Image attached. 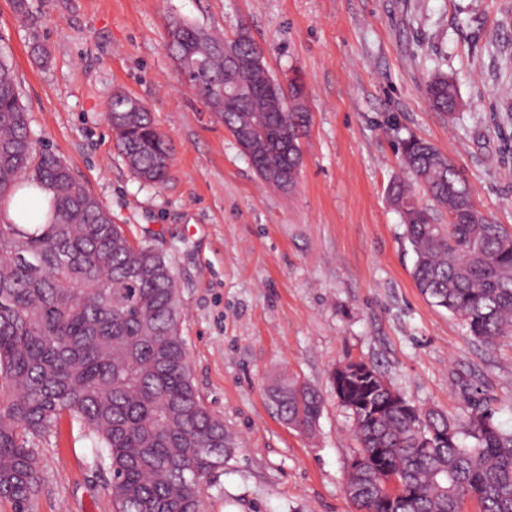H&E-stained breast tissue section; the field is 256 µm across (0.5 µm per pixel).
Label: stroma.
Here are the masks:
<instances>
[{
	"label": "stroma",
	"instance_id": "35a3bbf8",
	"mask_svg": "<svg viewBox=\"0 0 512 512\" xmlns=\"http://www.w3.org/2000/svg\"><path fill=\"white\" fill-rule=\"evenodd\" d=\"M0 0L37 149L63 158L124 226L167 253L194 384L231 454L205 512H355L354 424L329 375L378 368L413 404L456 414L476 400L512 429V340L488 347L415 285L416 256L388 195L400 144L447 153L476 205L512 230V0ZM177 21L246 34L272 78L301 77L310 124L295 185L264 182L166 49ZM42 44L46 59L31 53ZM461 105L434 111L430 73ZM139 98L172 147L167 180L141 183L107 121L115 90ZM295 377L322 398L311 433L269 390ZM99 444L62 421L43 446L37 512H114Z\"/></svg>",
	"mask_w": 512,
	"mask_h": 512
}]
</instances>
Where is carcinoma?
Masks as SVG:
<instances>
[{
    "instance_id": "cac0c4a2",
    "label": "carcinoma",
    "mask_w": 512,
    "mask_h": 512,
    "mask_svg": "<svg viewBox=\"0 0 512 512\" xmlns=\"http://www.w3.org/2000/svg\"><path fill=\"white\" fill-rule=\"evenodd\" d=\"M167 48L200 100L235 133L248 115L262 124L251 165L267 181L293 163L287 152L307 126L294 80L283 111L268 72L244 69L233 108L217 89L228 80L224 39L185 22L170 26ZM438 112L459 108L455 84L429 77ZM116 147L145 184L168 175L171 148L144 104L116 90L108 103ZM407 178L389 185L416 255L422 295L461 316L488 347L512 339V231L471 220L469 184L445 153L424 140L402 142ZM50 196L45 222L31 230L0 224V503L35 512L40 450L64 417L101 445L116 512H203V490L230 452L224 421L201 399L180 333L179 292L164 252L131 241L105 205L55 154L36 151L9 61L0 57V199L19 188ZM419 187L432 203L414 200ZM448 213V223L435 213ZM278 414L304 432L321 412L316 390L293 379L271 389ZM405 401L368 367L345 406L362 462L347 471L356 512H512V430L480 404L450 416Z\"/></svg>"
}]
</instances>
